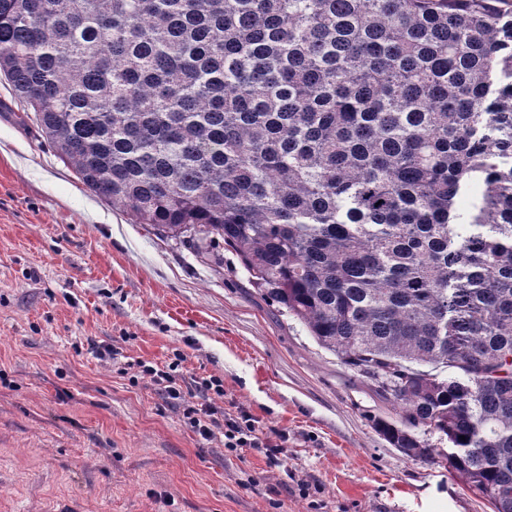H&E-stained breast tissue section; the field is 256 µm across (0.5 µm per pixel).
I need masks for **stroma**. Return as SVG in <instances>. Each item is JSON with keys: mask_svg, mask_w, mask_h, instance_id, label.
Returning <instances> with one entry per match:
<instances>
[{"mask_svg": "<svg viewBox=\"0 0 512 512\" xmlns=\"http://www.w3.org/2000/svg\"><path fill=\"white\" fill-rule=\"evenodd\" d=\"M220 254L92 193L0 79V512H491L444 459L387 443L377 384ZM129 358L176 364L183 400ZM214 377L221 411L283 434L278 465L192 427Z\"/></svg>", "mask_w": 512, "mask_h": 512, "instance_id": "stroma-1", "label": "stroma"}]
</instances>
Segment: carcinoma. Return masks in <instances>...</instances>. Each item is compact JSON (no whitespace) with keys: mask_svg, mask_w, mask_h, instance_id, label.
Masks as SVG:
<instances>
[{"mask_svg":"<svg viewBox=\"0 0 512 512\" xmlns=\"http://www.w3.org/2000/svg\"><path fill=\"white\" fill-rule=\"evenodd\" d=\"M0 74L90 191L234 250L401 410L389 444L512 512V0H0Z\"/></svg>","mask_w":512,"mask_h":512,"instance_id":"1","label":"carcinoma"}]
</instances>
